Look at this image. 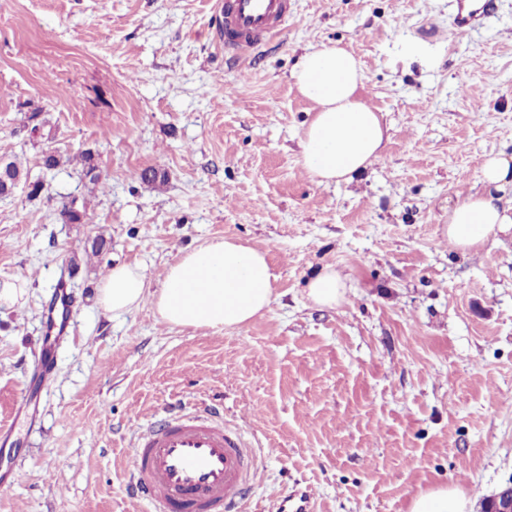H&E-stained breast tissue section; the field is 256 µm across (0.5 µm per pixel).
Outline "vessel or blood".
I'll return each instance as SVG.
<instances>
[{
    "label": "vessel or blood",
    "instance_id": "vessel-or-blood-1",
    "mask_svg": "<svg viewBox=\"0 0 512 512\" xmlns=\"http://www.w3.org/2000/svg\"><path fill=\"white\" fill-rule=\"evenodd\" d=\"M225 50L242 54L275 35L286 0H218ZM255 451L225 424L219 407H170L140 427L128 489L153 512H247L245 487L255 478Z\"/></svg>",
    "mask_w": 512,
    "mask_h": 512
}]
</instances>
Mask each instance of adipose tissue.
Instances as JSON below:
<instances>
[{
	"label": "adipose tissue",
	"mask_w": 512,
	"mask_h": 512,
	"mask_svg": "<svg viewBox=\"0 0 512 512\" xmlns=\"http://www.w3.org/2000/svg\"><path fill=\"white\" fill-rule=\"evenodd\" d=\"M302 96L315 105L300 135L302 164L318 185L352 181L382 158L388 141L383 115L361 96L365 75L346 48L329 43L307 50L292 72ZM483 192L449 202L441 236L449 249L469 253L498 235L512 233V160L488 156L478 171ZM277 276L264 252L224 238L211 240L170 263L159 287L141 271L112 267L97 289L100 307L119 318L151 302L161 323L195 330H227L268 312L276 299ZM345 280L323 269L307 284L316 306L333 308L345 295ZM474 502L459 486L439 485L414 496L409 512H473Z\"/></svg>",
	"instance_id": "1"
}]
</instances>
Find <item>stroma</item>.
I'll use <instances>...</instances> for the list:
<instances>
[{
    "label": "stroma",
    "mask_w": 512,
    "mask_h": 512,
    "mask_svg": "<svg viewBox=\"0 0 512 512\" xmlns=\"http://www.w3.org/2000/svg\"><path fill=\"white\" fill-rule=\"evenodd\" d=\"M213 3L0 0V156L46 184L0 197V424L16 425L0 512H149L127 491L133 431L193 400L257 448L252 512L308 486L314 512H408L445 483L491 495L512 479V234L464 255L441 227L486 156H512V0H485L462 41L456 0H288L279 34L237 60ZM408 39L437 66L406 62ZM323 43L360 59L390 133L382 159L329 187L302 165L315 106L291 77ZM37 121L60 154L93 151L101 185L70 164L45 173ZM149 168L165 183L145 184ZM74 198L92 223H62ZM100 236L98 261L72 266ZM220 237L278 274L262 317L213 332L169 328L148 303L118 319L97 305L113 264L157 284ZM327 265L347 285L333 309L304 295ZM60 283L75 307L59 373L33 389Z\"/></svg>",
    "instance_id": "obj_1"
}]
</instances>
